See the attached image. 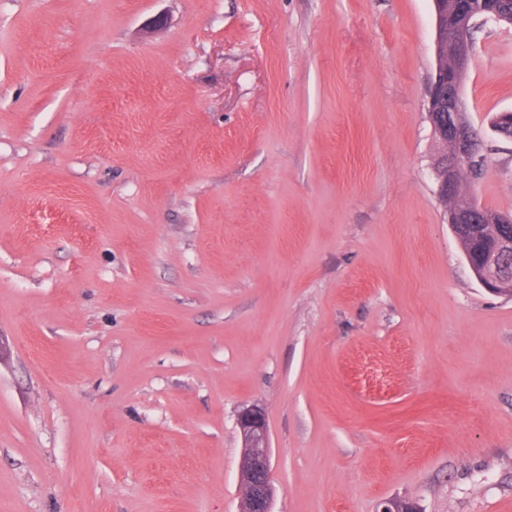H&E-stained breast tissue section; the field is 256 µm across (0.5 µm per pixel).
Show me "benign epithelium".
Returning a JSON list of instances; mask_svg holds the SVG:
<instances>
[{
  "label": "benign epithelium",
  "mask_w": 512,
  "mask_h": 512,
  "mask_svg": "<svg viewBox=\"0 0 512 512\" xmlns=\"http://www.w3.org/2000/svg\"><path fill=\"white\" fill-rule=\"evenodd\" d=\"M456 29L448 33V0H432L435 27V75L431 85L428 114L433 132L451 145L453 154L440 164L435 176L436 194L444 206L448 224L463 225L464 231L483 243L484 249L468 266L482 288L493 294L512 295V277L507 264L512 260V214L487 212L464 199L460 186L461 167L476 156L478 139L465 112L458 74L468 69L474 42L469 34L470 15L462 13V0H454ZM483 21H506L512 25V7L499 0H482ZM493 130L512 139V110L498 113ZM243 455L239 467L242 491L241 512H273L277 496L269 451L265 413L257 406L243 409L237 417ZM381 512H419L412 502L390 499Z\"/></svg>",
  "instance_id": "7a95c632"
}]
</instances>
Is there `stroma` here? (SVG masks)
<instances>
[{"label":"stroma","mask_w":512,"mask_h":512,"mask_svg":"<svg viewBox=\"0 0 512 512\" xmlns=\"http://www.w3.org/2000/svg\"><path fill=\"white\" fill-rule=\"evenodd\" d=\"M165 14L168 24L148 28ZM463 87L512 213V27ZM431 0H0V512H512V297L435 195ZM243 455L239 467L241 512H274L277 496L269 451L265 413L257 406L244 408L237 417Z\"/></svg>","instance_id":"obj_1"}]
</instances>
